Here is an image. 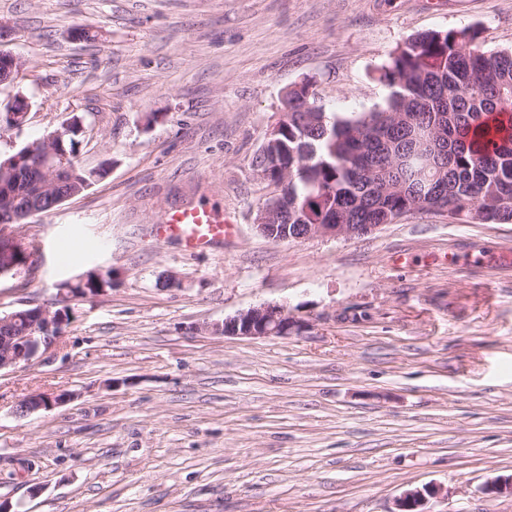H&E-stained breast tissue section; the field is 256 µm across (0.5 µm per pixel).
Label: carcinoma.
Masks as SVG:
<instances>
[{"instance_id":"1","label":"carcinoma","mask_w":512,"mask_h":512,"mask_svg":"<svg viewBox=\"0 0 512 512\" xmlns=\"http://www.w3.org/2000/svg\"><path fill=\"white\" fill-rule=\"evenodd\" d=\"M377 80L390 89L383 107L338 116L317 104L310 85L288 90L284 120L263 172L282 186L288 209L279 232L298 224H385L426 206L457 217L512 221V51H491L472 27L427 31L397 47ZM65 142L70 188L88 187L95 172L74 161ZM28 167L11 176L17 193L0 199V239L11 240L12 216L30 209L27 188L40 179ZM112 285V274L90 271L72 284Z\"/></svg>"}]
</instances>
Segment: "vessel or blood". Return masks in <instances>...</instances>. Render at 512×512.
I'll list each match as a JSON object with an SVG mask.
<instances>
[{
  "label": "vessel or blood",
  "mask_w": 512,
  "mask_h": 512,
  "mask_svg": "<svg viewBox=\"0 0 512 512\" xmlns=\"http://www.w3.org/2000/svg\"><path fill=\"white\" fill-rule=\"evenodd\" d=\"M228 230L222 216L198 204L168 212L165 222L155 227L157 237L178 239L189 252L205 250L223 239Z\"/></svg>",
  "instance_id": "b4317fda"
}]
</instances>
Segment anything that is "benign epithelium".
Listing matches in <instances>:
<instances>
[{
    "label": "benign epithelium",
    "instance_id": "1",
    "mask_svg": "<svg viewBox=\"0 0 512 512\" xmlns=\"http://www.w3.org/2000/svg\"><path fill=\"white\" fill-rule=\"evenodd\" d=\"M21 67L20 60L9 52L0 54V84L14 79ZM31 108L30 101L23 95H17L6 109V117L12 129L23 127ZM74 130L72 123H67L60 130L54 131L45 138V150L42 154L41 170L45 173V182L39 188L42 195L57 185L66 182L69 168L57 160L68 157L64 147V136ZM33 154L22 151L12 155L0 164V171L14 172L22 165L31 162ZM270 201L257 210L256 229L264 237L280 242H299L310 238L354 239L362 236V232L352 224H307L299 236L276 235L275 220L283 203L282 195H269ZM10 243L0 242V276L18 273L26 264L10 258ZM67 309L52 311L38 307L34 310L24 309L0 317V372L9 371L19 366H28L40 358L64 332L68 325ZM308 328V324L296 320L280 304L265 303L258 307L240 311L224 319L221 324L212 326V330L226 336L247 338L286 337L300 333ZM70 399L66 393L54 396L48 394H31L24 398L16 413L22 416L62 404ZM440 489L426 487L408 490L394 502L392 512H429L426 505L429 499L439 495Z\"/></svg>",
    "mask_w": 512,
    "mask_h": 512
}]
</instances>
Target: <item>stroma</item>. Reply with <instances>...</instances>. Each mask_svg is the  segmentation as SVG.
<instances>
[{"mask_svg":"<svg viewBox=\"0 0 512 512\" xmlns=\"http://www.w3.org/2000/svg\"><path fill=\"white\" fill-rule=\"evenodd\" d=\"M29 98L0 155L79 117L82 194L15 225L39 245L0 277V313L68 308L62 339L0 373V499L12 512H512V222L420 210L354 239L275 242L252 165L279 100L309 83L368 112L411 35L477 28L512 49V0H0ZM91 25L100 40L76 43ZM202 204L231 231L191 254L152 227ZM111 272L86 299L64 283ZM306 331L213 324L264 303ZM33 393L68 394L26 416ZM439 493L435 487L405 491L395 500L392 512H430L426 509L429 498H436Z\"/></svg>","mask_w":512,"mask_h":512,"instance_id":"35a3bbf8","label":"stroma"}]
</instances>
